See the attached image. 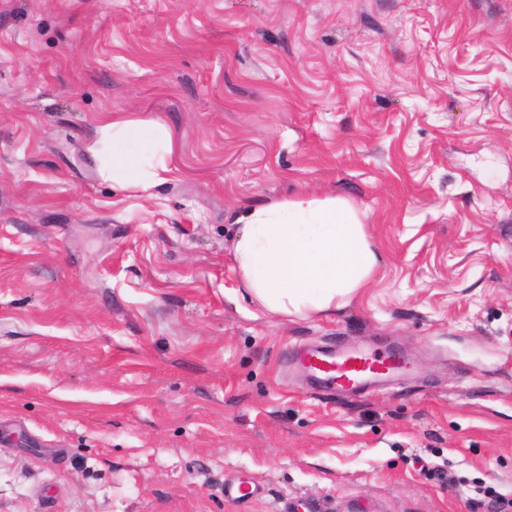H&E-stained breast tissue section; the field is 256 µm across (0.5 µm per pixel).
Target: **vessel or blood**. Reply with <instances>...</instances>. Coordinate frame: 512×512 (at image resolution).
<instances>
[{
  "mask_svg": "<svg viewBox=\"0 0 512 512\" xmlns=\"http://www.w3.org/2000/svg\"><path fill=\"white\" fill-rule=\"evenodd\" d=\"M299 369L319 387L347 393H363L380 387L406 368L404 356L364 348H300L295 356Z\"/></svg>",
  "mask_w": 512,
  "mask_h": 512,
  "instance_id": "1",
  "label": "vessel or blood"
}]
</instances>
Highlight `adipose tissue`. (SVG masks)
Here are the masks:
<instances>
[{
    "mask_svg": "<svg viewBox=\"0 0 512 512\" xmlns=\"http://www.w3.org/2000/svg\"><path fill=\"white\" fill-rule=\"evenodd\" d=\"M89 150L113 188L150 197L166 181L172 138L159 119L113 109ZM364 218L352 199L308 193L244 209L232 242L241 288L274 316L335 313L384 261Z\"/></svg>",
    "mask_w": 512,
    "mask_h": 512,
    "instance_id": "obj_1",
    "label": "adipose tissue"
}]
</instances>
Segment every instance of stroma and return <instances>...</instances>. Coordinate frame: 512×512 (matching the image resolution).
<instances>
[{"instance_id":"35a3bbf8","label":"stroma","mask_w":512,"mask_h":512,"mask_svg":"<svg viewBox=\"0 0 512 512\" xmlns=\"http://www.w3.org/2000/svg\"><path fill=\"white\" fill-rule=\"evenodd\" d=\"M111 107L170 129L153 197ZM300 191L385 261L282 319L234 220ZM306 344L410 366L318 390ZM0 512H512V0H0ZM89 151L112 188L152 197L170 171L172 138L157 118H143L112 109L102 113Z\"/></svg>"}]
</instances>
